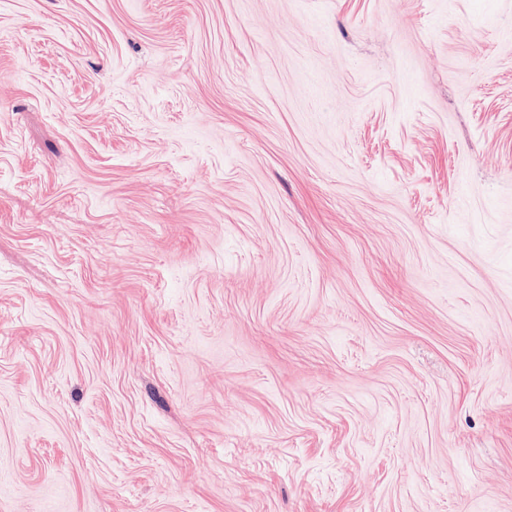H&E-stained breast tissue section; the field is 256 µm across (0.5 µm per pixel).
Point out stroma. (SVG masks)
<instances>
[{
    "instance_id": "35a3bbf8",
    "label": "stroma",
    "mask_w": 512,
    "mask_h": 512,
    "mask_svg": "<svg viewBox=\"0 0 512 512\" xmlns=\"http://www.w3.org/2000/svg\"><path fill=\"white\" fill-rule=\"evenodd\" d=\"M0 512H512V0H0Z\"/></svg>"
}]
</instances>
